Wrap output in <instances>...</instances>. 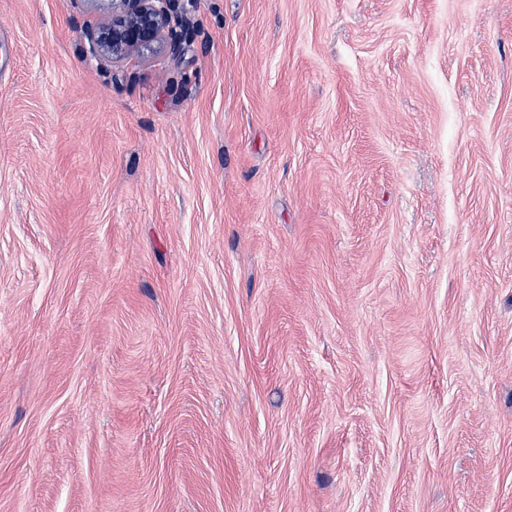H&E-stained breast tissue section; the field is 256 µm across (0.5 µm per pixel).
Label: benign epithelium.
I'll return each instance as SVG.
<instances>
[{
    "instance_id": "7a95c632",
    "label": "benign epithelium",
    "mask_w": 512,
    "mask_h": 512,
    "mask_svg": "<svg viewBox=\"0 0 512 512\" xmlns=\"http://www.w3.org/2000/svg\"><path fill=\"white\" fill-rule=\"evenodd\" d=\"M99 14L90 25L73 24L85 45L87 58L110 66L126 57L165 51L181 52L194 25L180 0H87Z\"/></svg>"
}]
</instances>
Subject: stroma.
<instances>
[{
    "label": "stroma",
    "mask_w": 512,
    "mask_h": 512,
    "mask_svg": "<svg viewBox=\"0 0 512 512\" xmlns=\"http://www.w3.org/2000/svg\"><path fill=\"white\" fill-rule=\"evenodd\" d=\"M185 8L0 0V512H512V0ZM182 0H87L99 14L90 25L74 18L85 55L100 66L126 57L165 51L178 55L194 25Z\"/></svg>",
    "instance_id": "35a3bbf8"
}]
</instances>
